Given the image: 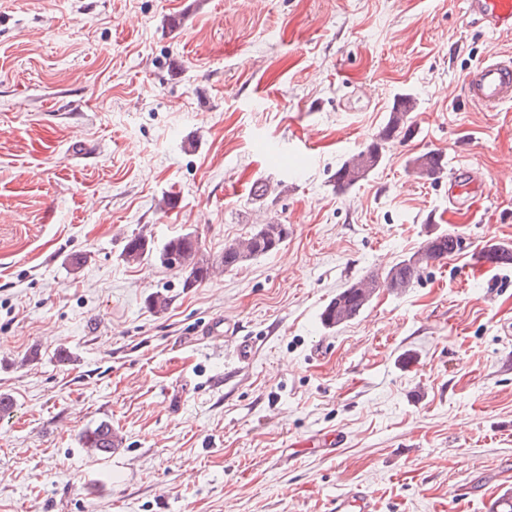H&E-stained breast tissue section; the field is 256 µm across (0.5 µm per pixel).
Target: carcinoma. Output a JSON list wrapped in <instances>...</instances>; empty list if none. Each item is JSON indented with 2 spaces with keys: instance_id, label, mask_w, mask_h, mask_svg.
I'll return each mask as SVG.
<instances>
[{
  "instance_id": "obj_1",
  "label": "carcinoma",
  "mask_w": 512,
  "mask_h": 512,
  "mask_svg": "<svg viewBox=\"0 0 512 512\" xmlns=\"http://www.w3.org/2000/svg\"><path fill=\"white\" fill-rule=\"evenodd\" d=\"M412 108L413 101L403 99L379 136L336 170V185L339 189L354 186L379 166L386 144L401 132L406 114ZM443 167L442 155L436 152H426L412 159V169L421 178H435ZM287 236L288 228L284 224L260 226L246 240L234 241L224 246V268L235 269L249 260L276 250ZM453 249L454 240L448 234L429 237L409 258L392 266L386 273L385 281L392 288H406L419 278L425 267L447 258ZM198 253V238L192 232L169 240L158 251L153 249L144 236L138 234L127 240L122 256L129 264H140L153 257L161 266L181 272L186 275V281L196 283L209 273V267L198 258ZM480 259L489 260L496 265L509 264L512 262V249L491 245L482 251ZM375 283L376 279L372 277L364 278L336 294L321 313L322 323L333 328L360 314L370 301ZM81 443L89 451L103 455L112 453L119 445L112 436V427L106 422L85 430L81 435Z\"/></svg>"
}]
</instances>
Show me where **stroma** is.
<instances>
[{"instance_id":"1","label":"stroma","mask_w":512,"mask_h":512,"mask_svg":"<svg viewBox=\"0 0 512 512\" xmlns=\"http://www.w3.org/2000/svg\"><path fill=\"white\" fill-rule=\"evenodd\" d=\"M507 55L461 0H0V512H328L356 486L374 512H500L512 265L473 253L512 247V102L464 81ZM405 97L382 163L337 190ZM429 151L483 195L418 177ZM261 224L288 236L225 270ZM186 232L212 267L194 284L121 256ZM439 233L454 256L322 324ZM103 421L122 443L95 455ZM446 174H448V191L452 198L454 196H462L463 193L470 190L468 185L477 181L473 178V168L468 164H462L458 168L448 171ZM376 279L368 277L350 284L331 300L321 313L322 323L333 328L349 322L368 305ZM84 448L96 454H111L112 449L119 445V440L112 436V427L107 422H101L92 429L85 430L81 435Z\"/></svg>"}]
</instances>
